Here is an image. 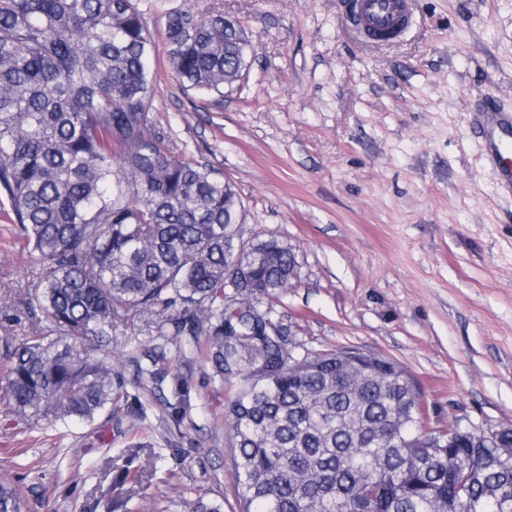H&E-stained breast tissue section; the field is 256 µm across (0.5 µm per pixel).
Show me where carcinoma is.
I'll return each mask as SVG.
<instances>
[{
    "instance_id": "cac0c4a2",
    "label": "carcinoma",
    "mask_w": 512,
    "mask_h": 512,
    "mask_svg": "<svg viewBox=\"0 0 512 512\" xmlns=\"http://www.w3.org/2000/svg\"><path fill=\"white\" fill-rule=\"evenodd\" d=\"M249 47L222 13L168 14L160 45L137 0H0V192L36 255L27 309L45 319L4 354L14 411L93 420L124 386L96 352L155 316L199 343L220 383H239L224 425L242 512H512V456L499 451L512 438L425 430L398 366L359 378L340 351L292 354L261 306L288 289V243H244L232 184L177 157L153 124V58L221 96ZM145 357L163 382L165 352ZM172 394L178 423V377ZM23 508L0 482V512Z\"/></svg>"
}]
</instances>
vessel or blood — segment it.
<instances>
[{
  "mask_svg": "<svg viewBox=\"0 0 512 512\" xmlns=\"http://www.w3.org/2000/svg\"><path fill=\"white\" fill-rule=\"evenodd\" d=\"M414 0H350L357 32L373 42L403 36L413 22ZM472 128L482 141L483 158L499 191L512 197V109L495 99L483 100L472 115Z\"/></svg>",
  "mask_w": 512,
  "mask_h": 512,
  "instance_id": "obj_1",
  "label": "vessel or blood"
}]
</instances>
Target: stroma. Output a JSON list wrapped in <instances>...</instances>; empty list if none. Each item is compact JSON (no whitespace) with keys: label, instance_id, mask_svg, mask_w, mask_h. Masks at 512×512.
<instances>
[{"label":"stroma","instance_id":"1","mask_svg":"<svg viewBox=\"0 0 512 512\" xmlns=\"http://www.w3.org/2000/svg\"><path fill=\"white\" fill-rule=\"evenodd\" d=\"M138 6L154 32L171 12H221L251 40L249 71L220 97L182 88L158 58L154 122L234 185L244 239L295 249L298 277L270 302L290 343L394 361L428 429L512 424V199L470 126L482 97L512 104V0H417L414 28L385 46L357 36L347 0ZM7 208L0 195V343L36 322L23 302L34 256ZM154 345L189 389L178 424L129 363ZM106 353L124 395L91 422L21 419L0 377V481L19 486L25 512H111L116 496L127 512H187L200 496L240 512L224 426L233 386L169 325L114 336Z\"/></svg>","mask_w":512,"mask_h":512}]
</instances>
